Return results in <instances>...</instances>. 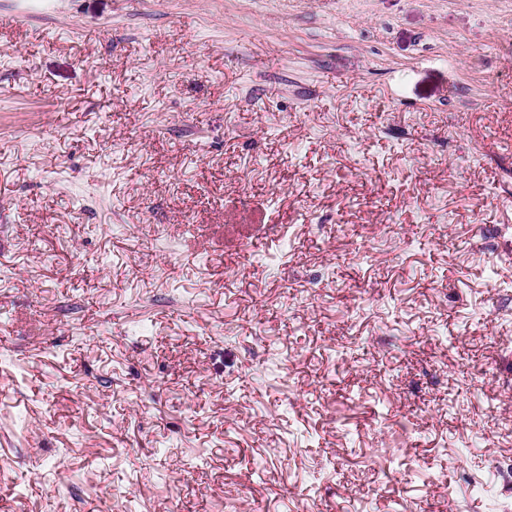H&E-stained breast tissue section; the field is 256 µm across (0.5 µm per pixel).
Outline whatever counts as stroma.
I'll list each match as a JSON object with an SVG mask.
<instances>
[{"mask_svg":"<svg viewBox=\"0 0 512 512\" xmlns=\"http://www.w3.org/2000/svg\"><path fill=\"white\" fill-rule=\"evenodd\" d=\"M512 0H0V512H512Z\"/></svg>","mask_w":512,"mask_h":512,"instance_id":"1","label":"stroma"}]
</instances>
